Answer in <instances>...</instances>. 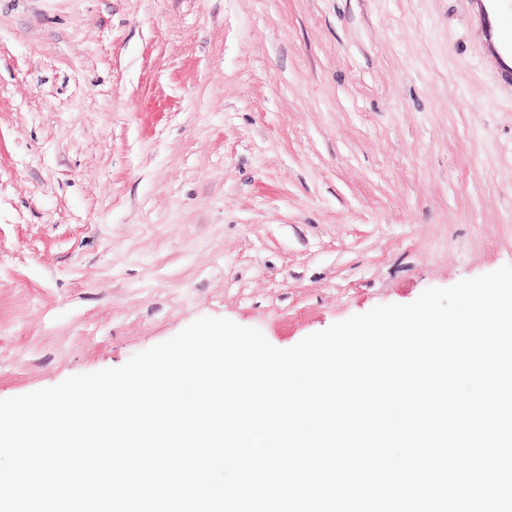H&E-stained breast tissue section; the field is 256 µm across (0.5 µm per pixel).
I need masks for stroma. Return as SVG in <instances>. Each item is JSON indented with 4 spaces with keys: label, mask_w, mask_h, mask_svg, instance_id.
I'll return each mask as SVG.
<instances>
[{
    "label": "stroma",
    "mask_w": 512,
    "mask_h": 512,
    "mask_svg": "<svg viewBox=\"0 0 512 512\" xmlns=\"http://www.w3.org/2000/svg\"><path fill=\"white\" fill-rule=\"evenodd\" d=\"M505 264L512 75L474 0H0V399Z\"/></svg>",
    "instance_id": "1"
}]
</instances>
